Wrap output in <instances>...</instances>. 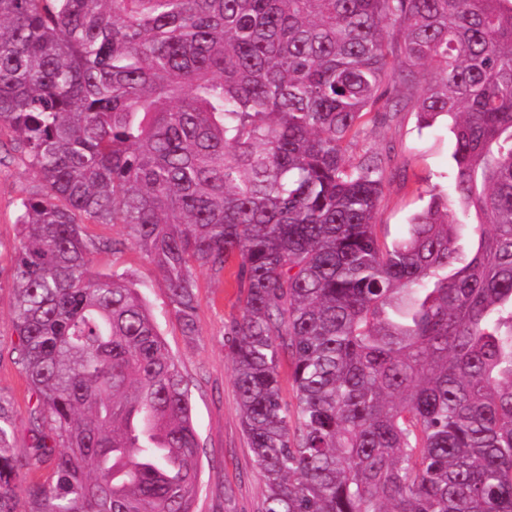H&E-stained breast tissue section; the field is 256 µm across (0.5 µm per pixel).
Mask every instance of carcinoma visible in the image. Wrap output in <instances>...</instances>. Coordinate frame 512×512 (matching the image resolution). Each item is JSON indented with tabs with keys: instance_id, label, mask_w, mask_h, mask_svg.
Instances as JSON below:
<instances>
[{
	"instance_id": "cac0c4a2",
	"label": "carcinoma",
	"mask_w": 512,
	"mask_h": 512,
	"mask_svg": "<svg viewBox=\"0 0 512 512\" xmlns=\"http://www.w3.org/2000/svg\"><path fill=\"white\" fill-rule=\"evenodd\" d=\"M404 100L451 120L456 175L382 245L388 160L350 148ZM3 134L40 182L10 277L49 433L6 453L0 398V512H191L190 390L87 224L127 229L188 336L195 268L237 260L264 512H512V0H0Z\"/></svg>"
}]
</instances>
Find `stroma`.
Returning a JSON list of instances; mask_svg holds the SVG:
<instances>
[{"label":"stroma","instance_id":"obj_1","mask_svg":"<svg viewBox=\"0 0 512 512\" xmlns=\"http://www.w3.org/2000/svg\"><path fill=\"white\" fill-rule=\"evenodd\" d=\"M9 148V136L0 137V397L11 403L14 413L9 452L24 458L34 446V420L42 411L17 360L9 270L19 245L15 222L19 200L25 192L37 191L39 182L20 160L8 157ZM452 148L447 121L420 127L409 107L360 134L355 153L378 152L391 158L375 217L380 243L391 244L405 234L410 217L426 207L430 190H450L455 176ZM86 232L95 241H124L120 252H96L95 267L144 284L157 328L189 384L201 459L193 512H262L265 486L240 422L228 336L231 321L241 315L236 288L207 268H196L197 331L185 335L161 272L138 247L127 243L126 229L119 224H91Z\"/></svg>","mask_w":512,"mask_h":512}]
</instances>
